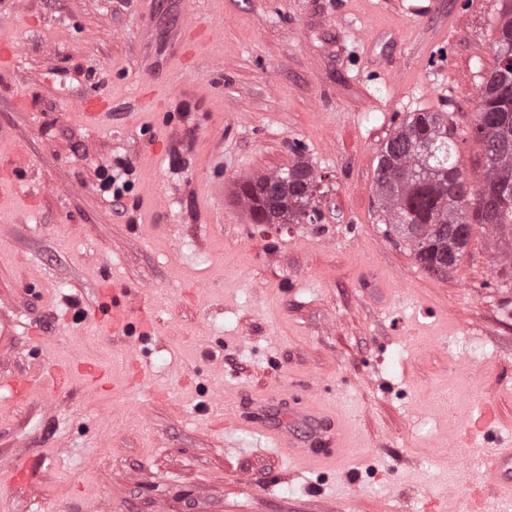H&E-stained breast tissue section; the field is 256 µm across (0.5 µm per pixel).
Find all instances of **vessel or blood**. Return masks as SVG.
<instances>
[{
	"mask_svg": "<svg viewBox=\"0 0 512 512\" xmlns=\"http://www.w3.org/2000/svg\"><path fill=\"white\" fill-rule=\"evenodd\" d=\"M112 310L101 323L105 332L128 337L132 343H141L151 334L147 310H134L129 292L124 288L112 291ZM81 375L94 389H102L108 377L99 367L73 361L67 367H55L44 376L19 378L0 375V389L8 393L14 405L27 404L34 390L56 392L65 389L73 375ZM295 426L286 428L267 421L263 416L236 411L230 421L233 426L251 431L261 439L271 440L290 460L305 466L331 467L345 453V427L341 421L329 418L310 405H300L293 411ZM495 406L482 403L478 414L464 415L462 426L479 430L498 426ZM449 460L463 468H472L482 462L484 469L478 486L469 488L466 499L473 512H512V439L499 443L493 450L471 441L465 453L450 454ZM46 454L28 453L20 463L9 468L13 485H33L39 482L46 469Z\"/></svg>",
	"mask_w": 512,
	"mask_h": 512,
	"instance_id": "b4317fda",
	"label": "vessel or blood"
}]
</instances>
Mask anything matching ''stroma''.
<instances>
[{
	"label": "stroma",
	"mask_w": 512,
	"mask_h": 512,
	"mask_svg": "<svg viewBox=\"0 0 512 512\" xmlns=\"http://www.w3.org/2000/svg\"><path fill=\"white\" fill-rule=\"evenodd\" d=\"M510 4L0 0V42L20 48L0 60V179L18 192L0 214V313L15 323L0 374L79 359L116 385L78 376L16 408L0 390V465L51 451L39 484L0 489V512H425L463 491L434 405L491 399L503 424L486 447L512 437V237L474 228L429 271L384 224L376 177L403 120L442 110L457 166L481 182L472 129ZM204 24L221 28L208 42ZM96 94L111 124L84 118ZM301 157L321 222L253 223L241 184ZM119 158L133 188L116 207L96 172ZM115 283L163 298L146 389L99 323ZM225 393L266 398L276 424L287 399L313 401L344 420L348 459L304 468L225 429L207 412Z\"/></svg>",
	"instance_id": "obj_1"
}]
</instances>
